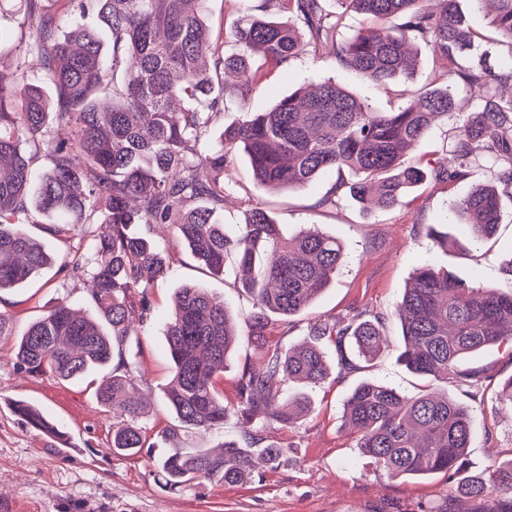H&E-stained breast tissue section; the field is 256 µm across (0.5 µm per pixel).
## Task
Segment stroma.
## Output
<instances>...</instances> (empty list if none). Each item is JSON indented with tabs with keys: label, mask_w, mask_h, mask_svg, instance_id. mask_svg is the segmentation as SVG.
Masks as SVG:
<instances>
[{
	"label": "stroma",
	"mask_w": 512,
	"mask_h": 512,
	"mask_svg": "<svg viewBox=\"0 0 512 512\" xmlns=\"http://www.w3.org/2000/svg\"><path fill=\"white\" fill-rule=\"evenodd\" d=\"M260 3L210 0L208 22L215 33L230 38L241 19L255 14ZM456 8L479 29L480 48L490 62L512 58V45L501 42L488 25L486 12L477 10L472 0H456ZM415 49L419 64L408 85L375 86L339 65L335 43L305 38L302 52L287 63L265 65L247 96L226 89L224 115L211 126L208 137L220 141L225 126L247 113L265 111L289 93L330 78L378 111L397 110L406 101L403 88L442 87L449 82L433 65L427 42H416ZM455 126L452 118L438 122L410 148L409 161L427 169L438 167L451 154ZM472 169L471 178L451 184L427 178L402 206L366 212L346 195L324 203L333 174L301 189L272 191L253 180L244 154L235 155L227 175L231 189L225 223H244L258 206L288 235L315 229L336 237L345 248V261L330 287L304 314L275 322L267 333L268 344L299 343L308 324L319 320L377 313L385 317L387 336L377 359L356 371L333 370L323 384L311 389L312 410L299 426L266 429L267 439L277 442L283 454L276 467L258 466L248 483L216 485L197 479L173 491L166 487L161 468L170 453L161 433L174 421L165 399L171 362L164 320L177 289L195 283L204 284L235 314L248 316L253 303L237 286L241 270L235 255L227 256L223 275L215 276L176 242L172 231L140 225L142 235L168 246L171 260L148 290L150 317L124 344L140 365L138 394L146 404L140 424L147 446L134 455L112 446L115 418L96 400L99 376L60 381L29 375L14 363L17 338L58 300L69 299L86 315L96 316L87 282L65 277L54 265L19 287L0 291V313L11 318L10 332L0 336V512H485L486 501L465 495L445 475L390 477L361 455L357 434L343 425L344 401L361 381H379L407 395L434 386L431 379L411 373L400 358L404 345L395 310L418 265L429 263L470 285L512 293V270L506 266L512 258V199L503 198L495 234L480 242L460 234L451 209L474 183L495 178V168L484 158H476ZM431 224L447 232V248L433 245L426 234ZM259 359V351L240 343L220 378L229 410L223 427L191 430L184 448L212 450L238 436L235 379L244 364ZM463 364L485 370L486 376L471 389L449 386L448 394L472 406L474 440L467 450L468 468L489 476L500 462L512 458V406L498 397L499 383L512 377V343L485 349ZM14 401L39 407L62 431V438L29 425L11 409Z\"/></svg>",
	"instance_id": "35a3bbf8"
}]
</instances>
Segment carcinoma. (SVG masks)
Segmentation results:
<instances>
[{
    "label": "carcinoma",
    "instance_id": "1",
    "mask_svg": "<svg viewBox=\"0 0 512 512\" xmlns=\"http://www.w3.org/2000/svg\"><path fill=\"white\" fill-rule=\"evenodd\" d=\"M209 0H18L11 12L23 16L14 70H0V290L28 281L55 259L31 239L24 225L32 213L52 234L98 225L88 249L66 258L61 271L85 277L103 321L78 314L63 298L18 339L16 366L32 374L78 380L112 366L96 391L116 412L112 447H144L138 421L141 405L129 396L137 363L122 346L150 314L148 288L165 267L168 250L135 234L136 224H167L178 243L209 273H224V255L235 252L240 268L261 269L239 287L253 300L245 319L234 315L207 289L178 291L164 335L173 363L166 399L177 424L164 433L174 447L162 463L166 486L177 489L196 479L240 484L253 473L251 449L263 438L253 422L294 428L311 410L306 387L325 381L331 364L351 370L354 353L365 361L383 348L378 316L346 323L310 324L299 347L267 345L275 318L302 315L330 286L344 259L343 245L319 231L283 234L262 207L254 208L235 237L224 231L227 195L224 169L233 154L246 155L253 179L272 190L304 188L322 173L337 180L330 197L343 192L369 211L390 210L427 178L410 163L406 149L440 118L458 112L455 91L469 95L472 111L456 127L453 165L432 171L448 182L472 175L471 161L486 157L495 182L477 183L454 206L462 232L480 241L494 235L502 197L512 198V61L499 68L467 65L461 58L479 33L457 11L456 0H336L328 13L322 0H287L294 20L246 17L234 34L243 52L224 51L208 24ZM491 6L490 23L512 44V0H474ZM96 12L101 28L84 24ZM378 21L347 40L336 41L340 65L381 85L407 81L414 73L412 42L432 48L433 62L453 80L445 87L419 88L393 112H378L333 79L280 99L224 130V140L200 148L206 131L224 112L226 78L245 96L266 63H285L303 42L298 25L314 40L338 35L342 15ZM402 18L398 26L387 21ZM111 53L104 50V38ZM44 151L51 165L31 166L30 148ZM349 174L345 180L343 174ZM405 350L402 362L418 376L469 386L479 370L460 362L486 348L512 342V294L470 286L430 264L415 269L395 311ZM261 351L259 366L244 365L236 379L241 440L223 450L183 451L182 429L224 424L227 408L217 380L241 341ZM331 339L334 351L322 341ZM14 412L43 429L47 419L24 402ZM473 409L446 391L408 396L370 380L359 383L345 403V425L359 436L358 448L391 477L443 473L466 468L473 440ZM466 494L490 503L487 512H512V461L496 478L464 476Z\"/></svg>",
    "mask_w": 512,
    "mask_h": 512
}]
</instances>
